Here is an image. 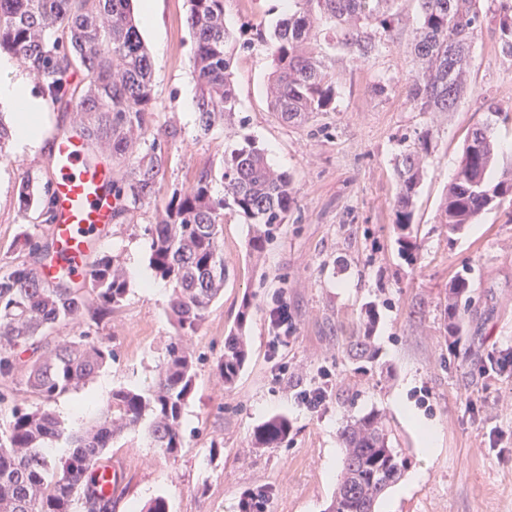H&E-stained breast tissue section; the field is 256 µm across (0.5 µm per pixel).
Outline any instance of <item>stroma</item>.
Segmentation results:
<instances>
[{"instance_id":"35a3bbf8","label":"stroma","mask_w":512,"mask_h":512,"mask_svg":"<svg viewBox=\"0 0 512 512\" xmlns=\"http://www.w3.org/2000/svg\"><path fill=\"white\" fill-rule=\"evenodd\" d=\"M188 8L187 0H159L156 26L141 31L153 60L154 112L139 150L160 147L168 162L156 197L116 215L100 253L119 256L130 273L148 269L147 227L173 193L190 188L202 172H219L225 150L246 137L288 172L296 203L254 256L250 225L225 210L228 279L190 340L196 376L184 408L185 446L173 462L158 454L144 429L121 434L104 455L122 476L112 512H141L158 496L170 512H238L249 489L267 491V512H325L342 469L340 433L372 411L390 425L394 447L404 449L407 473L420 475L404 495L388 488L375 512H512V368H496L512 353V205L483 212L458 234L437 220L474 128L493 123L505 146L495 168L512 167V120L492 122L486 107L494 101L512 111V57L502 53L493 23L484 24L473 50L472 93L435 118L406 97L417 69L408 50L417 0H398L400 24L367 60L328 48L327 34L319 33L317 48L336 83L335 107L287 124L268 109L272 58L259 37L282 18L281 0H224L225 23L237 33L231 72L239 105L231 123L205 133L189 64ZM74 123L73 112L50 102L42 119L44 147L7 145L9 158L0 161V276L19 262L36 268L43 261L46 205L21 209L17 189L27 178L48 193L49 146ZM426 129L432 161L415 197L419 249L409 262L395 242V159ZM26 236L36 251L19 249ZM458 276L470 280L472 303L451 336L443 309L448 284ZM129 282L126 299L100 327L114 359L84 389L53 404L73 429L98 418L113 389L151 385L175 334L170 285L161 280L152 290L132 273ZM278 295L288 303L294 339L274 350L268 309ZM247 296L254 302L250 356L228 389L216 363ZM363 334L373 358L349 354L353 337ZM317 386L325 388L326 400L307 410L299 396ZM274 416L288 418L287 438L279 447L254 449V429ZM420 420L439 431L434 454L423 450Z\"/></svg>"}]
</instances>
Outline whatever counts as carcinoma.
Returning a JSON list of instances; mask_svg holds the SVG:
<instances>
[{
  "mask_svg": "<svg viewBox=\"0 0 512 512\" xmlns=\"http://www.w3.org/2000/svg\"><path fill=\"white\" fill-rule=\"evenodd\" d=\"M398 0H288L287 10L263 41L271 50L268 108L286 123H300L313 112L332 108L335 82L314 49L328 28L334 45L365 60L381 37L391 36L392 5ZM420 15L410 52L420 62L407 97L419 112H453L467 94L473 46L487 17L495 20L501 51L512 57V0H419ZM186 23L194 38L191 59L198 86L199 127L207 132L231 121L238 108L229 77L237 43L224 22V0H188ZM132 0H0V53L7 52L35 74L43 96L72 110L90 147L106 146L114 159L132 161L127 186L112 184L119 202H148L156 193L166 155L152 150L132 158L130 148L153 112L152 62L132 11ZM55 38L46 40V32ZM83 86L70 81L74 66ZM431 133L418 134L396 164L398 192L394 226L402 254L418 250L414 198L430 162ZM501 143L490 125L471 132L456 174L448 186L438 223L451 234L476 223L480 214L512 200V168L493 175ZM220 179L224 195L212 193L213 175L203 172L188 190L168 201L161 220L146 228L149 265L172 287L169 314L176 336L144 389L118 388L105 402L96 424L82 433L68 429L52 403L85 385L112 362V345L99 336L101 323L120 306L129 279L117 259L101 255L80 283L72 278L46 284L22 262L0 277V402L20 379L40 400L16 405L0 432V512H112L105 477L95 471L113 440L145 426L151 444L167 460L185 447L183 409L192 393L194 358L186 341L203 326L212 303L224 291V210L232 209L253 226L250 251L263 252L273 231L296 202L287 173L275 171L250 139L224 154ZM38 190L24 182L18 190L23 209ZM469 281L448 284L446 328L456 333L460 303L470 300ZM253 302L243 299L235 325L224 338L216 370L232 388L247 358L245 330ZM70 326L73 336L51 347L46 331ZM288 419L272 417L253 434L257 448H275L287 436ZM340 438L344 461L328 512H373L378 497L405 469L407 459L392 447L382 415L368 413L346 425ZM64 442L56 458L50 445Z\"/></svg>",
  "mask_w": 512,
  "mask_h": 512,
  "instance_id": "cac0c4a2",
  "label": "carcinoma"
}]
</instances>
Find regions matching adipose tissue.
Returning a JSON list of instances; mask_svg holds the SVG:
<instances>
[{
    "mask_svg": "<svg viewBox=\"0 0 512 512\" xmlns=\"http://www.w3.org/2000/svg\"><path fill=\"white\" fill-rule=\"evenodd\" d=\"M13 69L11 60L0 57V99L13 104L23 103V111L16 113L14 118L13 134L18 143L37 147L42 143L41 123L45 103L32 93L23 79H9L8 74Z\"/></svg>",
    "mask_w": 512,
    "mask_h": 512,
    "instance_id": "ef3b65f1",
    "label": "adipose tissue"
}]
</instances>
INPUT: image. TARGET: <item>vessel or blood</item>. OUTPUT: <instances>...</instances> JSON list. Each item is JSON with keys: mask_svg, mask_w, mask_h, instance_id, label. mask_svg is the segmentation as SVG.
Masks as SVG:
<instances>
[{"mask_svg": "<svg viewBox=\"0 0 512 512\" xmlns=\"http://www.w3.org/2000/svg\"><path fill=\"white\" fill-rule=\"evenodd\" d=\"M50 162L56 172L51 188L55 217L47 229L53 258L40 276L49 283L61 273L80 280L87 276L89 253L112 222V172L91 164L86 140L70 131L56 135Z\"/></svg>", "mask_w": 512, "mask_h": 512, "instance_id": "vessel-or-blood-1", "label": "vessel or blood"}]
</instances>
